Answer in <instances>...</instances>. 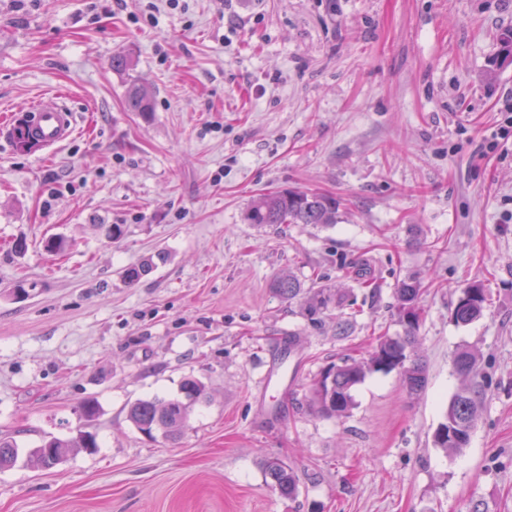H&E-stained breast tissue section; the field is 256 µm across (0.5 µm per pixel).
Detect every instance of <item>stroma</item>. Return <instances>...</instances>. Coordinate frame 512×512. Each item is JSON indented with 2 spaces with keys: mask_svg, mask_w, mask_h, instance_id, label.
<instances>
[{
  "mask_svg": "<svg viewBox=\"0 0 512 512\" xmlns=\"http://www.w3.org/2000/svg\"><path fill=\"white\" fill-rule=\"evenodd\" d=\"M510 28L512 0H0V435L27 451L83 431V400L100 408L97 449L0 470V512H512ZM122 51L132 70H113ZM133 81L151 111H128ZM58 91L73 137L17 148L15 126ZM285 189L339 199L335 225L247 222L253 197ZM159 250L166 263L123 280ZM359 271L381 295L345 336L336 309L311 323L272 286L319 276L360 297ZM408 276L425 389L375 372L349 415L318 414L324 369L401 333ZM476 281L491 301L456 324ZM461 347L491 386L453 455L433 433ZM189 376L208 399L178 440L128 421ZM267 458L293 468L295 495ZM264 471L272 487L285 496H292L297 491V480L288 465L279 459H268L264 463Z\"/></svg>",
  "mask_w": 512,
  "mask_h": 512,
  "instance_id": "1",
  "label": "stroma"
}]
</instances>
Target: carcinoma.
<instances>
[{"instance_id": "cac0c4a2", "label": "carcinoma", "mask_w": 512, "mask_h": 512, "mask_svg": "<svg viewBox=\"0 0 512 512\" xmlns=\"http://www.w3.org/2000/svg\"><path fill=\"white\" fill-rule=\"evenodd\" d=\"M125 100L132 112L150 111L148 93L135 82L127 87ZM339 206L340 203L332 196L302 190H279L254 200L247 210L246 219L258 226H331L336 223ZM154 266L155 263L150 259L130 265L124 269L122 277L132 285ZM273 288L290 300L302 294L307 295L305 316L313 323L320 321V315L330 307H335L339 310L340 320L336 323V332L339 334L345 333L360 315V310L349 303L347 294L340 291L333 293L315 283L306 289L293 278H279L274 281ZM421 292L422 285L417 280L402 279L396 283L393 288L397 300L395 316L403 327V335L379 336L368 358L362 361L352 359L324 370L314 382L310 398V404L319 414L325 417L347 415L354 406L353 388L374 372L399 370L403 385L410 395L426 387L425 365L415 354L416 332L422 315L419 306ZM489 301L490 294L483 284H471L462 291L454 306V322L458 325L471 324L481 317ZM453 364L463 382L451 399L444 420L436 428L433 442L447 452L460 454L470 443L478 409L490 386V379L481 366L479 356L467 347L458 349ZM179 392L180 396L174 398L155 397L133 403L127 412L128 421L151 439L158 435L166 440L176 439L186 428L193 407L206 399L204 384L194 377L184 378ZM95 447V433L83 431L72 439H43L31 452V457L39 465L50 468L80 449ZM18 455L19 446L14 437L1 435L0 469L14 466ZM264 471L272 487L280 494L292 496L296 493V476L286 463L279 459H268L264 463Z\"/></svg>"}]
</instances>
